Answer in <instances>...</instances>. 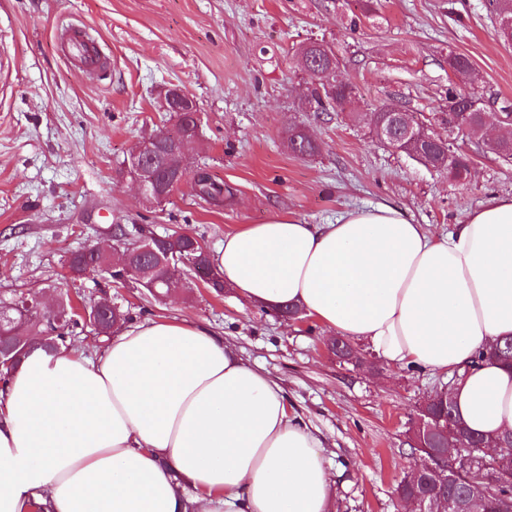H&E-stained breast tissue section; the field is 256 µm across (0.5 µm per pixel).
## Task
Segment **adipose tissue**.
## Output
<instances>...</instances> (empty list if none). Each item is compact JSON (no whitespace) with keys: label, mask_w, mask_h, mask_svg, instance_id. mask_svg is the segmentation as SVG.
<instances>
[{"label":"adipose tissue","mask_w":512,"mask_h":512,"mask_svg":"<svg viewBox=\"0 0 512 512\" xmlns=\"http://www.w3.org/2000/svg\"><path fill=\"white\" fill-rule=\"evenodd\" d=\"M211 262L268 309L300 306L392 366L456 374L469 430L512 433V196L433 234L390 206L330 224L275 216ZM321 439L281 384L194 321L123 327L98 355L34 349L0 386V512H337Z\"/></svg>","instance_id":"1"}]
</instances>
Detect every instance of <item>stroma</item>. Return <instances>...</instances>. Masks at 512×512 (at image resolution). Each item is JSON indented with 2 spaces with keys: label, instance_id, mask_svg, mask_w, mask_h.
<instances>
[{
  "label": "stroma",
  "instance_id": "stroma-1",
  "mask_svg": "<svg viewBox=\"0 0 512 512\" xmlns=\"http://www.w3.org/2000/svg\"><path fill=\"white\" fill-rule=\"evenodd\" d=\"M72 22L104 46L97 81L56 50ZM311 38L334 49L339 79L356 91L344 111L302 101L312 79L296 50ZM452 52L469 58L477 84L449 69ZM172 85L200 110L188 168L232 188L223 205L196 198L187 181L152 206L123 174L141 139L173 129L174 114L159 109ZM452 85L512 106V44L495 38L487 0H0V295L63 296L77 308L107 296L134 323L210 325L281 380L290 412L322 438L337 512H401L395 488L416 461L408 430L447 376L387 365L361 345L353 361L337 360L314 319L281 318L229 287L219 295L192 279L158 303L130 285L72 277L67 261L119 229L130 241L187 231L212 252L225 234L274 215L326 224L380 204L447 233L512 195V162L457 137L473 169L455 183L382 143L371 114L400 102L447 136L439 115ZM295 127L318 154L291 152Z\"/></svg>",
  "mask_w": 512,
  "mask_h": 512
}]
</instances>
